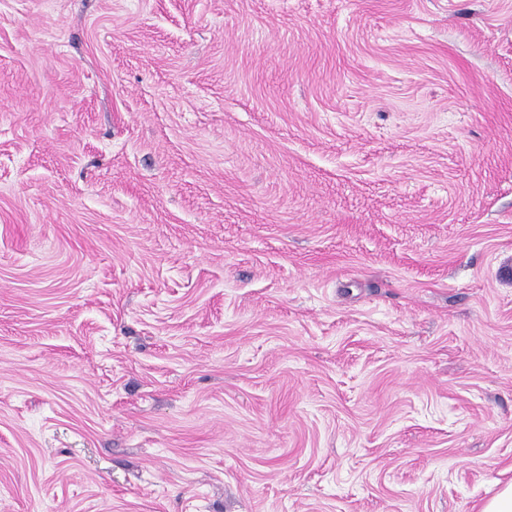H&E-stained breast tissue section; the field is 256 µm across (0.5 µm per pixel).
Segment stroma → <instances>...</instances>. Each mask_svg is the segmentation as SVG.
Segmentation results:
<instances>
[{
	"label": "stroma",
	"mask_w": 512,
	"mask_h": 512,
	"mask_svg": "<svg viewBox=\"0 0 512 512\" xmlns=\"http://www.w3.org/2000/svg\"><path fill=\"white\" fill-rule=\"evenodd\" d=\"M509 483L512 0H0V512Z\"/></svg>",
	"instance_id": "35a3bbf8"
}]
</instances>
